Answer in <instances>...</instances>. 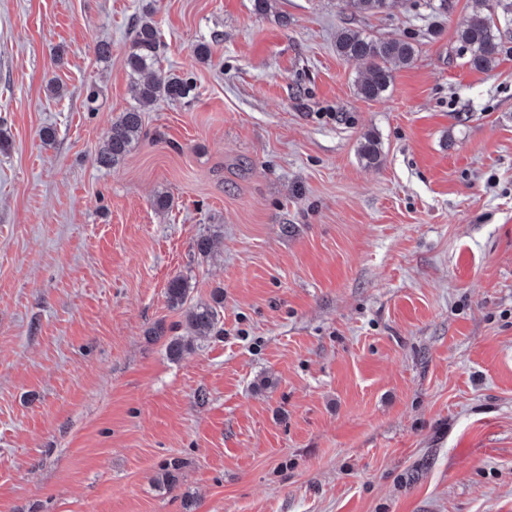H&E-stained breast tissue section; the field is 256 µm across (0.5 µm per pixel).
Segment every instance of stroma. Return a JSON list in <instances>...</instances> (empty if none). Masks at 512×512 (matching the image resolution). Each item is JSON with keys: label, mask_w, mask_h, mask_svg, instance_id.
I'll use <instances>...</instances> for the list:
<instances>
[{"label": "stroma", "mask_w": 512, "mask_h": 512, "mask_svg": "<svg viewBox=\"0 0 512 512\" xmlns=\"http://www.w3.org/2000/svg\"><path fill=\"white\" fill-rule=\"evenodd\" d=\"M453 4L0 0V512H512V32L474 71ZM143 17L195 96L102 169ZM345 25L417 47L378 100ZM360 15L374 16L388 12L397 0H342ZM187 328L196 336H211L218 333V312L211 304L191 305L185 312ZM217 330V331H216Z\"/></svg>", "instance_id": "1"}]
</instances>
